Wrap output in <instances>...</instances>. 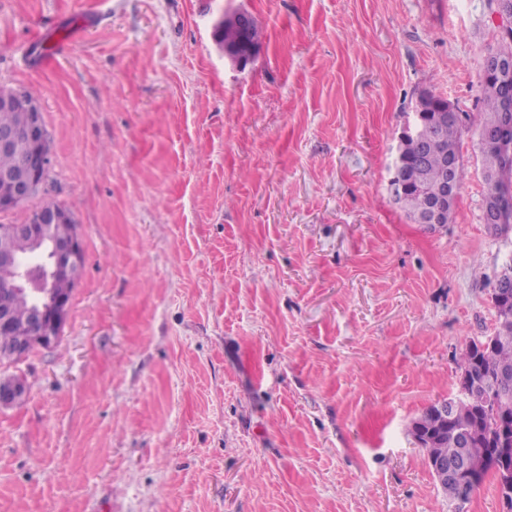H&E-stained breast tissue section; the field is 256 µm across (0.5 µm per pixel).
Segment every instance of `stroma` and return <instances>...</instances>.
Here are the masks:
<instances>
[{"label": "stroma", "mask_w": 512, "mask_h": 512, "mask_svg": "<svg viewBox=\"0 0 512 512\" xmlns=\"http://www.w3.org/2000/svg\"><path fill=\"white\" fill-rule=\"evenodd\" d=\"M486 0H0V86L33 91L48 203L84 264L61 338L0 409V512H506L454 506L411 435L496 324L512 235L390 193L420 92L480 106ZM246 12L244 67L216 41ZM75 28L49 65L27 47ZM225 39L236 43L239 47V54L251 59L259 42V34L255 22L245 32L230 31L226 36L224 34Z\"/></svg>", "instance_id": "35a3bbf8"}]
</instances>
